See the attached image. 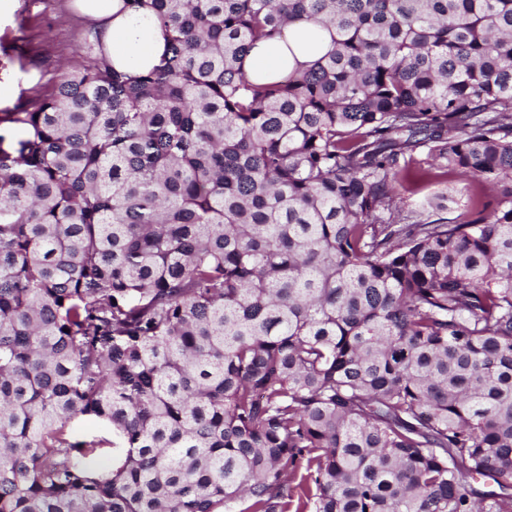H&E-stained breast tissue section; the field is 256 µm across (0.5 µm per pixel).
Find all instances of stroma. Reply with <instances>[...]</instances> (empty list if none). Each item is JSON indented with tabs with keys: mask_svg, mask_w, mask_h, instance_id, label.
Listing matches in <instances>:
<instances>
[{
	"mask_svg": "<svg viewBox=\"0 0 512 512\" xmlns=\"http://www.w3.org/2000/svg\"><path fill=\"white\" fill-rule=\"evenodd\" d=\"M74 2L0 0V110L46 94L61 66L85 63L87 50L80 33L90 19L75 9ZM477 191L475 182L434 173L417 175L398 188L400 205L407 211L446 194V216L451 221Z\"/></svg>",
	"mask_w": 512,
	"mask_h": 512,
	"instance_id": "35a3bbf8",
	"label": "stroma"
}]
</instances>
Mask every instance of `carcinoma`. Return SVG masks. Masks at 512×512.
<instances>
[{
  "label": "carcinoma",
  "mask_w": 512,
  "mask_h": 512,
  "mask_svg": "<svg viewBox=\"0 0 512 512\" xmlns=\"http://www.w3.org/2000/svg\"><path fill=\"white\" fill-rule=\"evenodd\" d=\"M123 2L0 113V512H512V0ZM420 147L497 192L404 223ZM82 10L102 20L103 41L112 64L130 76L158 65L165 40L151 17L120 12L122 0H78ZM314 26L287 29L280 40L259 44L245 59V71L249 76L275 77L285 69L290 71L298 64L308 66L328 49V41L319 37ZM293 49L294 57L288 51Z\"/></svg>",
  "instance_id": "obj_1"
}]
</instances>
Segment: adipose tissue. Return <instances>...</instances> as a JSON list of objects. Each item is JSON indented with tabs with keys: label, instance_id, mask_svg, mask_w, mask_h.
Listing matches in <instances>:
<instances>
[{
	"label": "adipose tissue",
	"instance_id": "obj_1",
	"mask_svg": "<svg viewBox=\"0 0 512 512\" xmlns=\"http://www.w3.org/2000/svg\"><path fill=\"white\" fill-rule=\"evenodd\" d=\"M82 10L103 24L107 55L129 75L158 65L165 41L151 17L125 11L122 0H80ZM328 42L313 25L286 30L282 39L257 45L245 59L249 76L275 77L295 65H309L326 52Z\"/></svg>",
	"mask_w": 512,
	"mask_h": 512
}]
</instances>
